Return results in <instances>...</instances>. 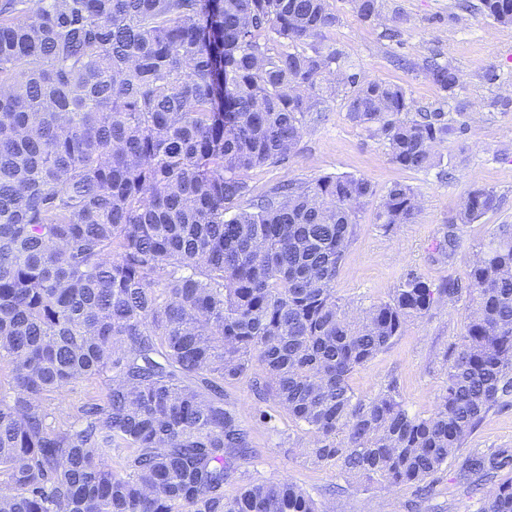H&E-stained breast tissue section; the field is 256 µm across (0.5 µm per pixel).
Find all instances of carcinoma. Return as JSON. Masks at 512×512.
Segmentation results:
<instances>
[{"mask_svg":"<svg viewBox=\"0 0 512 512\" xmlns=\"http://www.w3.org/2000/svg\"><path fill=\"white\" fill-rule=\"evenodd\" d=\"M363 22L381 0H352ZM512 24V0H480ZM333 0H0V512H320L293 483L224 485L251 456L226 388L245 380L264 425L280 412L317 465L428 495L493 409L512 401V224L480 246L466 282L406 273L348 315L335 283L374 196L357 176L254 193L248 171L287 163L306 117L344 86L349 119L400 167L435 166L464 132L413 112L405 87L362 81L323 41ZM427 77L458 112L459 71ZM499 206L464 195L456 220ZM419 210L396 183L385 231ZM467 298L427 417L394 383L373 397L350 375L405 324ZM98 389L56 421L51 400ZM512 470V448L473 450L471 483ZM482 512H512V480Z\"/></svg>","mask_w":512,"mask_h":512,"instance_id":"obj_1","label":"carcinoma"}]
</instances>
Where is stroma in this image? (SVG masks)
I'll return each instance as SVG.
<instances>
[{"label":"stroma","instance_id":"obj_1","mask_svg":"<svg viewBox=\"0 0 512 512\" xmlns=\"http://www.w3.org/2000/svg\"><path fill=\"white\" fill-rule=\"evenodd\" d=\"M384 0L380 21H360L351 0H335L340 16L328 42L337 44L357 64L361 79L405 86L419 112L439 107L441 95L429 81L427 60H453L459 69L458 95L467 100L465 113L449 112L452 124L465 132L437 148L440 162L414 172L394 164L386 147L348 118L342 98L327 101L321 114H309L297 152L287 164L267 165L248 172L255 192L284 180L310 182L323 176L354 175L369 179L375 196L357 214L355 237L336 279V295L355 308L386 300L407 271H415L437 288L448 278L464 277L479 244L501 224H512V25H502L475 11L479 0ZM398 30L396 38L386 29ZM407 67H399L398 59ZM510 100V107L489 111L491 98ZM414 188L420 210L412 223L384 232L375 222L381 197L394 183ZM473 187L493 189L500 208L471 224L456 223L464 193ZM455 230L460 246L453 260L443 259L440 245ZM466 300L445 302L430 314L409 321L389 349L352 373L353 389L374 396L388 381H396L410 413L430 415L444 391L443 358L458 343L465 328ZM253 453L240 461L226 484L235 495L243 482L288 481L299 486L332 512H480L491 487L469 488L458 475L457 459H449L439 474L432 499L411 510V487L364 486L346 482L335 467L311 464L306 455L310 438L280 416L274 426L258 424V401L247 382L228 391ZM512 448V405L490 411L468 436L461 451Z\"/></svg>","mask_w":512,"mask_h":512}]
</instances>
